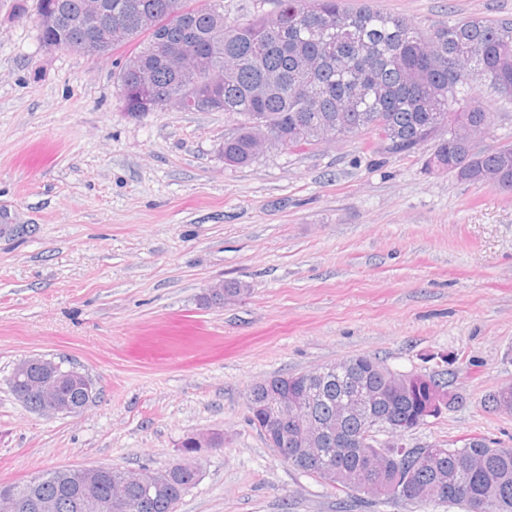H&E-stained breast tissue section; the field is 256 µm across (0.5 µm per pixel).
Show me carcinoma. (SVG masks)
Masks as SVG:
<instances>
[{
    "mask_svg": "<svg viewBox=\"0 0 512 512\" xmlns=\"http://www.w3.org/2000/svg\"><path fill=\"white\" fill-rule=\"evenodd\" d=\"M112 6V22L126 26V38L103 47L101 55L133 46L117 80L124 110L152 112L184 97L201 98L211 110L233 118L235 128L220 148L224 163H253L262 139L270 147L304 151L334 135L370 133L375 151L404 158L424 143L435 142L427 160L431 170L462 181L512 179V150L475 151L469 168L458 173L462 143L480 132L490 113L465 91L448 110V70L490 88L512 87V20L471 17L438 28L429 37L407 20L370 8L349 11L343 0H251L252 9L230 19L224 0H103ZM86 37L82 27L40 29L44 46L70 48ZM247 289L223 285L203 296L222 305ZM313 397L288 414L321 422L348 443L331 439L321 453L312 446H288L282 461L346 496L371 502L403 501L423 506L459 507L465 512H512V447L470 437L463 446L375 443L377 430L366 410H347L344 402L363 392L371 412L386 418L382 432L413 430L438 418L455 401L448 372H401L370 355H356L322 368ZM307 374H275L250 386L246 395L250 422L268 420L277 396L299 391ZM485 407L512 414V384L488 394ZM129 468H114L104 490L121 492L130 503L150 501V512H176L182 496L200 479L188 461L167 468L162 482L145 487L128 479ZM55 470L36 476L13 491L56 501L68 508L70 485Z\"/></svg>",
    "mask_w": 512,
    "mask_h": 512,
    "instance_id": "1",
    "label": "carcinoma"
}]
</instances>
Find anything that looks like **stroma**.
<instances>
[{"instance_id":"obj_1","label":"stroma","mask_w":512,"mask_h":512,"mask_svg":"<svg viewBox=\"0 0 512 512\" xmlns=\"http://www.w3.org/2000/svg\"><path fill=\"white\" fill-rule=\"evenodd\" d=\"M365 3L427 36L512 18V0H345ZM119 60L44 47L37 0H0V224L25 228L0 238V484L160 471L218 433L176 512H340L249 423L246 392L355 355L457 372L454 404L405 442L512 446V415L484 406L512 383V191L428 169L434 142L395 158L364 133L232 167V119L125 112ZM470 94L495 116L476 149L512 145V101ZM221 282L245 292L203 304ZM33 355L79 367L96 401L26 407L8 379Z\"/></svg>"}]
</instances>
